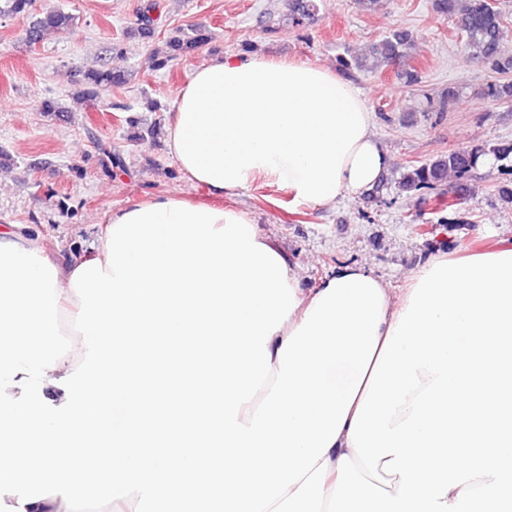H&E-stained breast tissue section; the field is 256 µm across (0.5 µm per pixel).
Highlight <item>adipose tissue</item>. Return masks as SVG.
I'll return each mask as SVG.
<instances>
[{"instance_id": "adipose-tissue-1", "label": "adipose tissue", "mask_w": 512, "mask_h": 512, "mask_svg": "<svg viewBox=\"0 0 512 512\" xmlns=\"http://www.w3.org/2000/svg\"><path fill=\"white\" fill-rule=\"evenodd\" d=\"M167 146L212 194L257 178L299 204L328 207L370 191L392 158L374 114L334 70L240 53L199 66L175 102ZM107 235L55 261L61 304L84 262L106 259ZM287 280L299 303L267 344L277 353L329 285ZM378 347L343 429L269 512H503L512 503V247L439 252L406 288L383 290Z\"/></svg>"}]
</instances>
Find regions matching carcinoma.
<instances>
[{"label": "carcinoma", "mask_w": 512, "mask_h": 512, "mask_svg": "<svg viewBox=\"0 0 512 512\" xmlns=\"http://www.w3.org/2000/svg\"><path fill=\"white\" fill-rule=\"evenodd\" d=\"M33 0H9V13L14 16L32 18L26 31L27 42L41 39L49 29L70 34L75 30V18L61 10L35 12ZM289 19L297 26H304L314 20L317 12L315 0H288ZM438 12L448 16L465 46L472 50L480 62L496 69L512 68V59L503 58L502 45L506 37V26L501 12L491 0H436ZM137 21L140 29L153 32L162 24V10L159 0H143ZM406 44V35L394 32L383 38L374 48L375 54L386 63H393L401 57ZM122 54L119 44L109 48V60L96 70L83 75L80 84L81 95L90 101L97 100L112 85L122 82L121 71L113 68L112 58ZM483 151L478 149H457L443 153L420 164L411 165L401 175L398 187L406 193H423L434 190L445 183L448 173L456 177V192L470 187L471 171L477 165Z\"/></svg>", "instance_id": "obj_1"}]
</instances>
